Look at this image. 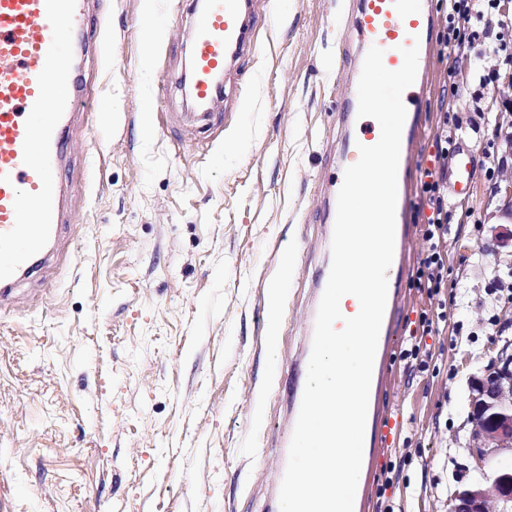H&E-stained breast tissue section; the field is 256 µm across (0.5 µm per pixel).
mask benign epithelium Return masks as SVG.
<instances>
[{
    "label": "benign epithelium",
    "instance_id": "7a95c632",
    "mask_svg": "<svg viewBox=\"0 0 512 512\" xmlns=\"http://www.w3.org/2000/svg\"><path fill=\"white\" fill-rule=\"evenodd\" d=\"M467 419L471 452L479 461L512 451V341L471 378ZM448 512H512V461L498 464L483 482L460 485L448 500Z\"/></svg>",
    "mask_w": 512,
    "mask_h": 512
}]
</instances>
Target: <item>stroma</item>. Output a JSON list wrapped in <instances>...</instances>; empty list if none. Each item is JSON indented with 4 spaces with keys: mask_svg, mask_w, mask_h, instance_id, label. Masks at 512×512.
Wrapping results in <instances>:
<instances>
[{
    "mask_svg": "<svg viewBox=\"0 0 512 512\" xmlns=\"http://www.w3.org/2000/svg\"><path fill=\"white\" fill-rule=\"evenodd\" d=\"M103 37L83 56L90 110L73 121L63 169V224L46 271L0 303V492L9 512H280L276 487L288 409L316 282L331 261L316 208L341 161L337 92L355 60L343 0H254L255 49L224 76L218 123H180L179 85L192 29L188 0H91ZM152 54H145L148 38ZM483 40L456 52L433 39L417 167H433L442 84L473 158V191L448 196V286L436 297L406 273L391 321L394 358L385 448L367 466L368 512H446L480 482L466 421L470 378L512 339L503 305L512 227L490 188L504 165L512 110L501 85L479 90L475 66L503 71ZM293 266H286V259ZM281 286L267 343V292ZM448 323L424 337L426 363L401 353L422 311Z\"/></svg>",
    "mask_w": 512,
    "mask_h": 512,
    "instance_id": "obj_1",
    "label": "stroma"
}]
</instances>
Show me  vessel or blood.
I'll return each mask as SVG.
<instances>
[{
	"mask_svg": "<svg viewBox=\"0 0 512 512\" xmlns=\"http://www.w3.org/2000/svg\"><path fill=\"white\" fill-rule=\"evenodd\" d=\"M86 0H0V300L23 277L41 270L58 241L62 164L73 113L92 97L76 79L77 62L89 42ZM253 0H193L190 67L180 84L194 103L219 96L216 78L251 51ZM351 32L358 57L383 49L387 69H399L403 48L427 44L436 25L430 0H350ZM427 96L423 77L403 93L406 119L397 175L395 255L408 235L406 174L420 134L417 112ZM342 169L331 179L343 184L359 145H373L380 127L357 113L343 114Z\"/></svg>",
	"mask_w": 512,
	"mask_h": 512,
	"instance_id": "obj_1",
	"label": "vessel or blood"
}]
</instances>
